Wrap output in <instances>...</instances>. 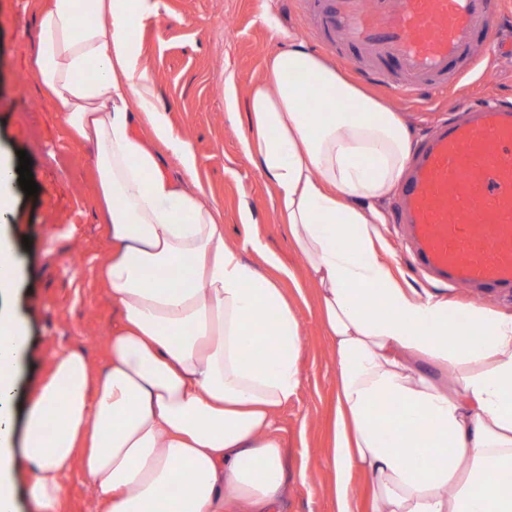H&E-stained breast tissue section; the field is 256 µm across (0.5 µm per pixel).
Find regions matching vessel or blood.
<instances>
[{"mask_svg":"<svg viewBox=\"0 0 512 512\" xmlns=\"http://www.w3.org/2000/svg\"><path fill=\"white\" fill-rule=\"evenodd\" d=\"M325 41L367 51L396 88L458 83L488 36L496 0H305ZM401 218L419 265L448 284L512 291V105L468 108L422 147Z\"/></svg>","mask_w":512,"mask_h":512,"instance_id":"1","label":"vessel or blood"}]
</instances>
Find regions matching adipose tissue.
Returning <instances> with one entry per match:
<instances>
[{
  "label": "adipose tissue",
  "instance_id": "obj_1",
  "mask_svg": "<svg viewBox=\"0 0 512 512\" xmlns=\"http://www.w3.org/2000/svg\"><path fill=\"white\" fill-rule=\"evenodd\" d=\"M92 2L96 22L82 23ZM150 0H51L35 59L71 135L95 151L112 253L100 277L120 311L110 359L49 344L48 373L15 442L24 322L0 306V512H16V454L39 512H62L80 469L103 512H281L288 490L277 415L301 386L299 321L276 279L228 245L216 205L172 177L197 158L154 102L136 29ZM96 78H86L88 66ZM246 156L314 283L336 353L331 464L336 512H512V316L402 284L377 248L412 158L394 109L289 38L245 103ZM445 371L448 382L426 371ZM430 422L431 433L418 432ZM193 475L177 484L179 469Z\"/></svg>",
  "mask_w": 512,
  "mask_h": 512
}]
</instances>
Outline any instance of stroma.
I'll return each mask as SVG.
<instances>
[{
    "label": "stroma",
    "mask_w": 512,
    "mask_h": 512,
    "mask_svg": "<svg viewBox=\"0 0 512 512\" xmlns=\"http://www.w3.org/2000/svg\"><path fill=\"white\" fill-rule=\"evenodd\" d=\"M47 0H0V154L32 160L37 195L12 189L9 216L17 236L29 237L19 249L18 289L11 300L28 323L31 354L20 365L27 389L41 382L46 340L82 351L96 371L108 363L106 341L118 312L97 278V266L110 252L104 216L98 206L93 150L70 139L61 113L44 95L35 66L38 19ZM273 10L276 23L263 19ZM334 64L353 83L403 116L420 145L456 109L493 98L512 104V57L493 47L478 50V64L447 89L423 88L414 97L398 94L399 67L388 62L385 83L360 74L348 51L324 44L312 29L300 0H153L138 30L139 62L150 74L156 102L176 134L191 141L197 156L193 175L224 218L226 242L245 246V257L264 273H276L301 324L303 380L297 396L279 413L290 479L306 485L289 494L283 512H335L329 466V415L336 384V360L322 325L316 290L278 215L272 190L256 162L244 156L246 108L228 111L224 83L234 78L238 99H246L266 59L287 48L289 36ZM398 199L380 208L385 253L394 275L418 288L469 308L481 305L512 316V291L448 287L413 261L407 227L398 220ZM252 212L243 223V209ZM26 394L14 407L16 437H23Z\"/></svg>",
    "instance_id": "1"
}]
</instances>
